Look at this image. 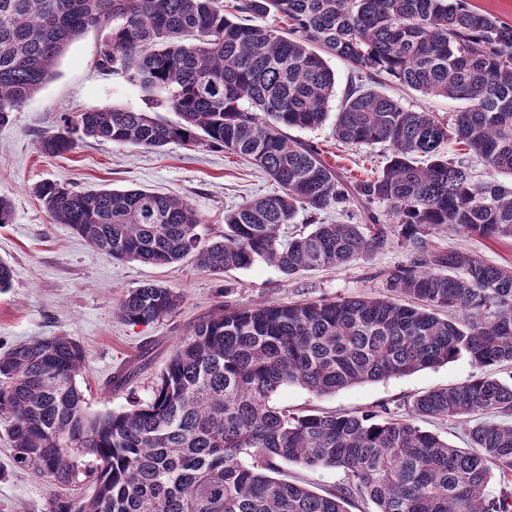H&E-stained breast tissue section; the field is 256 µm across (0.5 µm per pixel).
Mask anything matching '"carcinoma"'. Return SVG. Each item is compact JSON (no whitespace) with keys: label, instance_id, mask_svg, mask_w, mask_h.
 <instances>
[{"label":"carcinoma","instance_id":"cac0c4a2","mask_svg":"<svg viewBox=\"0 0 512 512\" xmlns=\"http://www.w3.org/2000/svg\"><path fill=\"white\" fill-rule=\"evenodd\" d=\"M286 22L263 24L270 13ZM112 23L97 66L121 69L181 122L102 107L65 117L39 141L48 156L87 139L144 149L205 142L248 158L280 191L224 216V237L202 241L201 219L172 193L74 191L46 182L36 193L55 223L120 261L168 265L191 258L204 272L261 259L290 277L367 257L389 226L410 248L385 272L384 298L226 304L180 339L151 397L121 412L92 413L79 390L84 349L49 336L0 353V428L16 463L68 493L48 512H512V422H479L455 448L420 418L512 415V384L489 373L430 390L404 414L293 415L273 404L283 387L317 395L444 365H512V267L433 249L428 237L459 230L512 237V24L469 0H0V126L52 75L80 35ZM350 85L332 135L384 145L374 177L348 180L317 148L288 136L328 117L336 74ZM387 74L424 95L465 102L443 120L412 111L357 79ZM462 144L487 178L442 155ZM386 206L384 222L375 205ZM359 220L317 224L281 238L301 210ZM182 296L147 283L124 295L119 317L149 325ZM338 468L345 480L317 493L275 477L279 462ZM503 487L490 496L493 477Z\"/></svg>","mask_w":512,"mask_h":512}]
</instances>
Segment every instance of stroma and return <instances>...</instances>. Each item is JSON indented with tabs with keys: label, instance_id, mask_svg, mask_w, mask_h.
<instances>
[{
	"label": "stroma",
	"instance_id": "35a3bbf8",
	"mask_svg": "<svg viewBox=\"0 0 512 512\" xmlns=\"http://www.w3.org/2000/svg\"><path fill=\"white\" fill-rule=\"evenodd\" d=\"M108 32L102 26L76 39L58 59L53 76L0 127V197L9 199L13 207L12 223L0 226V259L13 270L11 287L0 292V352L46 336L73 338L87 352L77 385L90 411L119 412L129 408L131 398L151 396L156 376L179 339L221 305L385 294L384 271L408 256L394 236L370 257L288 277L261 260L223 273L200 271L189 259L168 266L117 261L94 250L67 225L54 223L35 194L36 186L46 181L76 191L143 188L177 194L199 214V232L207 242L223 238L226 213L277 189L258 167L204 143L173 142L154 151L90 139L60 157L41 154L39 137L55 131L75 112L114 106L178 122V115L159 107L157 94L144 90L129 72L99 70L96 62ZM372 88L399 99L406 108L443 119L458 107L455 101L401 88L386 75L378 77ZM291 135L356 178L378 171L387 153L382 146L355 149L338 144L327 123L295 129ZM430 241L440 250L469 252L491 264L512 266L509 237L485 239L448 231L431 236ZM145 283L182 293L181 305L167 319L150 325L122 321L117 308L123 295ZM123 370L132 372L131 382L113 387V375ZM479 373L476 365L461 357L331 395L319 396L291 385L278 392L274 402L294 414H356L408 405L429 390ZM56 492L48 479L14 462L7 437L0 431V512H47Z\"/></svg>",
	"mask_w": 512,
	"mask_h": 512
}]
</instances>
